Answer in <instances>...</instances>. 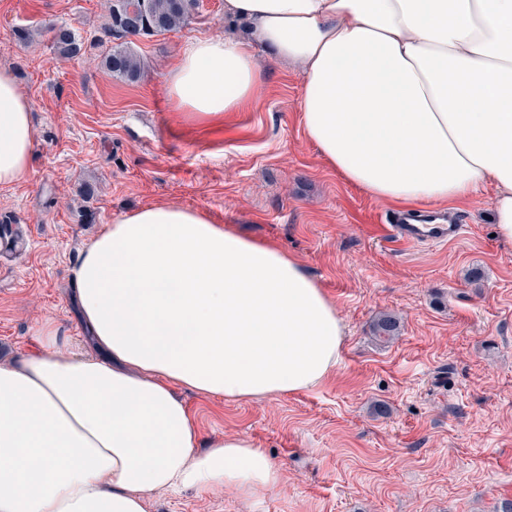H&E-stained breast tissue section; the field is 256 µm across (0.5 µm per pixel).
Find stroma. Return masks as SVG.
Returning a JSON list of instances; mask_svg holds the SVG:
<instances>
[{"mask_svg": "<svg viewBox=\"0 0 512 512\" xmlns=\"http://www.w3.org/2000/svg\"><path fill=\"white\" fill-rule=\"evenodd\" d=\"M108 0H0V68L30 101L28 172L0 187V225L27 237L0 253V360L26 354L55 320L87 343L71 269L126 211L176 205L291 254L335 304L345 336L317 387L226 401L195 391L202 440L248 436L282 484L244 503L233 491L161 495L147 512H498L512 500V242L496 237L493 188L439 204L465 230L440 247H395L378 224L397 210L348 184L305 134L299 66L263 64L259 96L214 117L177 110L168 75L188 42L231 32L224 0H199L181 28L132 38L136 82L101 62L117 40ZM87 47L59 58L50 26ZM399 318L391 343L371 325Z\"/></svg>", "mask_w": 512, "mask_h": 512, "instance_id": "35a3bbf8", "label": "stroma"}]
</instances>
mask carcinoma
Masks as SVG:
<instances>
[{
  "mask_svg": "<svg viewBox=\"0 0 512 512\" xmlns=\"http://www.w3.org/2000/svg\"><path fill=\"white\" fill-rule=\"evenodd\" d=\"M199 6L198 0H109L107 28L119 39L171 31L188 22ZM52 41L64 58L80 53L83 40L71 29H51ZM107 68L119 78L136 81L142 63L129 46L113 47L105 57ZM373 335L384 343L400 333V322L390 314L379 316L372 325Z\"/></svg>",
  "mask_w": 512,
  "mask_h": 512,
  "instance_id": "obj_1",
  "label": "carcinoma"
}]
</instances>
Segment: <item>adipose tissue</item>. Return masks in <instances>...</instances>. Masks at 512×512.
<instances>
[{"label":"adipose tissue","mask_w":512,"mask_h":512,"mask_svg":"<svg viewBox=\"0 0 512 512\" xmlns=\"http://www.w3.org/2000/svg\"><path fill=\"white\" fill-rule=\"evenodd\" d=\"M254 35L199 38L168 77L181 111H239L262 80L254 47L302 66L307 137L345 180L402 203L496 190L512 242V0H224ZM29 101L0 69V187L29 169ZM98 350L55 321L0 364V512H145L159 493L276 489L244 436L202 441L177 392L250 401L306 391L336 366L334 304L286 251L201 211L136 209L72 269Z\"/></svg>","instance_id":"adipose-tissue-1"}]
</instances>
